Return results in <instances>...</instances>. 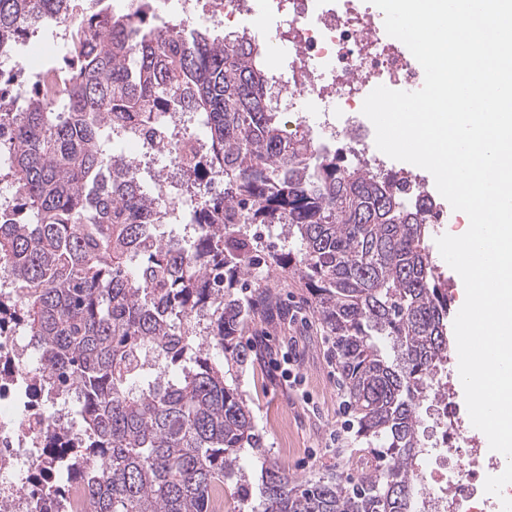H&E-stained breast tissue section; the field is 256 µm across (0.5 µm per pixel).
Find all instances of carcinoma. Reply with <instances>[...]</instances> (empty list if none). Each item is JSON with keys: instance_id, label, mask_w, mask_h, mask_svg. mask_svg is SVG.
<instances>
[{"instance_id": "obj_1", "label": "carcinoma", "mask_w": 512, "mask_h": 512, "mask_svg": "<svg viewBox=\"0 0 512 512\" xmlns=\"http://www.w3.org/2000/svg\"><path fill=\"white\" fill-rule=\"evenodd\" d=\"M153 0H0V62L49 20L70 22L43 90L0 86V154L11 208L0 210V327L24 323L46 397L77 386L78 450L59 494L84 512H215L224 481L261 499L251 512H415L418 408L448 355V291L424 240L427 201L404 177L351 168L338 151L277 123L278 96L241 35L156 23ZM170 111L206 114L209 151L188 173L205 192L199 232L155 239L156 189L106 147ZM253 224H278L299 253L274 258L307 285L334 337L356 414L346 467L300 480L269 457L238 373L251 307L238 288L254 264ZM392 343L393 359L375 338ZM382 442V447L373 444Z\"/></svg>"}]
</instances>
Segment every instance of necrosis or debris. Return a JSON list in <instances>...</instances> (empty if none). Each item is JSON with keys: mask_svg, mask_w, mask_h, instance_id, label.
Wrapping results in <instances>:
<instances>
[{"mask_svg": "<svg viewBox=\"0 0 512 512\" xmlns=\"http://www.w3.org/2000/svg\"><path fill=\"white\" fill-rule=\"evenodd\" d=\"M186 28L212 25L243 33L264 54L286 61V70L269 67L280 88L279 111L300 114L313 123L322 140L346 133L351 113L361 111L377 86L414 92L424 84V71L409 49L387 35L381 16L360 6L361 0H176ZM274 18L273 29L264 21ZM162 131L148 137L128 130L114 146L119 153L143 148L168 157V165L153 170L160 197L168 210L193 212L197 195H174L182 181V146L205 153L208 144L197 115L168 113ZM0 358L7 375L0 380V512H40L45 487L56 478V460L42 448L45 431L73 427L70 404L53 411L36 406L37 392L30 377L39 368L34 351L18 332H0ZM450 369L440 363L435 371L434 398L426 409L433 438L422 451L417 475L421 483L420 512H507L508 506L485 481L484 471L501 470L496 459L486 468L475 465L479 448L465 447L461 420L448 391Z\"/></svg>", "mask_w": 512, "mask_h": 512, "instance_id": "necrosis-or-debris-1", "label": "necrosis or debris"}]
</instances>
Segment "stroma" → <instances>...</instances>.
<instances>
[{
  "instance_id": "35a3bbf8",
  "label": "stroma",
  "mask_w": 512,
  "mask_h": 512,
  "mask_svg": "<svg viewBox=\"0 0 512 512\" xmlns=\"http://www.w3.org/2000/svg\"><path fill=\"white\" fill-rule=\"evenodd\" d=\"M255 246L258 262L243 282V295L251 300L259 287H267L287 315L277 322L253 317L243 342L261 340L262 353L246 365L241 388L250 398L266 447L289 474L310 479L343 471L360 441L336 368L332 339L303 281L271 263L272 256L298 252L299 245L284 240L279 227L268 225ZM290 348L297 355L298 381L293 385L279 368L283 352Z\"/></svg>"
}]
</instances>
